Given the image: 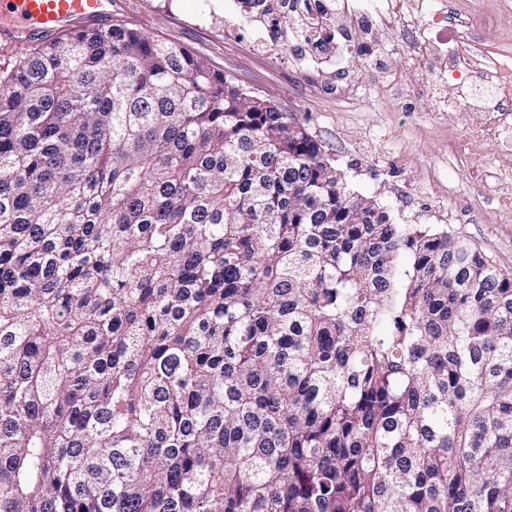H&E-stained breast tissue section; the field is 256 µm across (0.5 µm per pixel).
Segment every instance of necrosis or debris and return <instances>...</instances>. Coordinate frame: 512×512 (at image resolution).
Wrapping results in <instances>:
<instances>
[{"label":"necrosis or debris","mask_w":512,"mask_h":512,"mask_svg":"<svg viewBox=\"0 0 512 512\" xmlns=\"http://www.w3.org/2000/svg\"><path fill=\"white\" fill-rule=\"evenodd\" d=\"M512 9V0H467L464 8L425 13L423 0H375L374 18L381 23L396 22L403 34L401 49L411 67L424 71L419 91L434 100L438 111L512 112V30L502 31L501 44L483 47L481 31L490 26L496 11ZM448 41V70L462 80L453 100L441 95L438 83L427 71L437 45Z\"/></svg>","instance_id":"necrosis-or-debris-1"}]
</instances>
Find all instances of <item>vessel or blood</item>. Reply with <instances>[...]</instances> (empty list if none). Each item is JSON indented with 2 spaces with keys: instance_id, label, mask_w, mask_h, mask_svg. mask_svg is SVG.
Instances as JSON below:
<instances>
[{
  "instance_id": "1",
  "label": "vessel or blood",
  "mask_w": 512,
  "mask_h": 512,
  "mask_svg": "<svg viewBox=\"0 0 512 512\" xmlns=\"http://www.w3.org/2000/svg\"><path fill=\"white\" fill-rule=\"evenodd\" d=\"M112 0H0V39L28 42L111 19Z\"/></svg>"
}]
</instances>
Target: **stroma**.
Segmentation results:
<instances>
[{"mask_svg":"<svg viewBox=\"0 0 512 512\" xmlns=\"http://www.w3.org/2000/svg\"><path fill=\"white\" fill-rule=\"evenodd\" d=\"M225 0H112L115 22L179 44L251 95L293 113L319 142L353 192L375 197L397 224H426L469 239L512 274V157L494 155L478 129L486 112H439L416 91L424 75L400 48L398 24L372 21L373 0H350L358 25L334 20L328 53H314L324 71L304 73L303 54L282 59L254 51L264 29L256 22L224 26Z\"/></svg>","mask_w":512,"mask_h":512,"instance_id":"35a3bbf8","label":"stroma"}]
</instances>
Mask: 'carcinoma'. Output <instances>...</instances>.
Here are the masks:
<instances>
[{
    "label": "carcinoma",
    "mask_w": 512,
    "mask_h": 512,
    "mask_svg": "<svg viewBox=\"0 0 512 512\" xmlns=\"http://www.w3.org/2000/svg\"><path fill=\"white\" fill-rule=\"evenodd\" d=\"M246 18L327 52L335 0ZM0 512H512V275L114 24L0 66Z\"/></svg>",
    "instance_id": "obj_1"
}]
</instances>
